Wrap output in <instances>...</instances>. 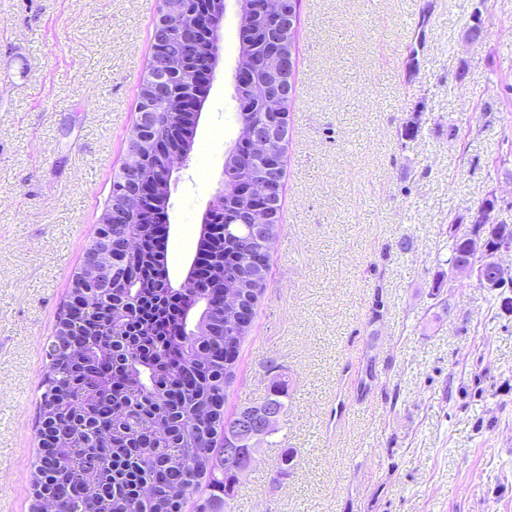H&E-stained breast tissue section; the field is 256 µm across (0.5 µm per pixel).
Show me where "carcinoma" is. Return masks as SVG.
I'll return each instance as SVG.
<instances>
[{
	"mask_svg": "<svg viewBox=\"0 0 512 512\" xmlns=\"http://www.w3.org/2000/svg\"><path fill=\"white\" fill-rule=\"evenodd\" d=\"M245 0L238 69V120L259 122L280 60L296 50L298 28L279 25ZM165 51L169 71L154 89L148 65L140 99L155 120L136 135L133 157L112 178L99 224L112 234L126 276L109 279L112 258L93 260L101 288H81L82 272L59 321L36 415L41 452L31 482V512H182L208 490L207 512H224L239 480L224 466V397L236 377L241 343L267 275L251 260L269 254L280 209L258 211L230 191L211 201L195 263L172 283L157 218L170 201L166 159L194 150L205 96L217 65L211 49L215 0H176ZM269 175L263 159L237 145L224 159L231 187ZM148 185L151 192L140 193ZM447 265L493 266L475 255L469 234L449 232ZM287 386L272 384L264 404L286 409Z\"/></svg>",
	"mask_w": 512,
	"mask_h": 512,
	"instance_id": "carcinoma-1",
	"label": "carcinoma"
}]
</instances>
